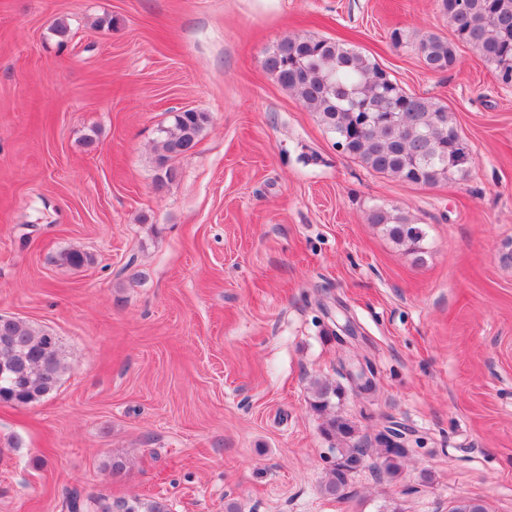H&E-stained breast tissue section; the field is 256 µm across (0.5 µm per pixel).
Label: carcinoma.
<instances>
[{
    "label": "carcinoma",
    "mask_w": 512,
    "mask_h": 512,
    "mask_svg": "<svg viewBox=\"0 0 512 512\" xmlns=\"http://www.w3.org/2000/svg\"><path fill=\"white\" fill-rule=\"evenodd\" d=\"M452 26L450 38L428 34L417 52L436 73L453 68L458 49L466 46L489 65L497 80L512 84V0H440ZM265 70L334 135L336 148L366 169L404 183L435 186L464 177L470 165L459 161L458 126L448 109L430 97L406 92L385 69L365 53L334 39L286 36L264 58ZM210 122L205 112L184 110L160 129L154 159L155 185L161 189L177 175L171 161L191 152ZM367 221L382 227L398 246L420 253L425 232L397 207L374 206ZM0 336L11 349L0 350V402L27 406L52 393L67 370L56 336L10 317L0 321ZM312 407L329 415L324 433L336 439V464L323 493L340 498L350 475L371 455L386 473L396 474L409 449L393 444L382 433L354 439L348 419L333 413L343 387L328 379L311 385ZM67 512H171L164 498L90 497L74 488L65 497ZM452 512H488L478 498H463Z\"/></svg>",
    "instance_id": "obj_1"
}]
</instances>
